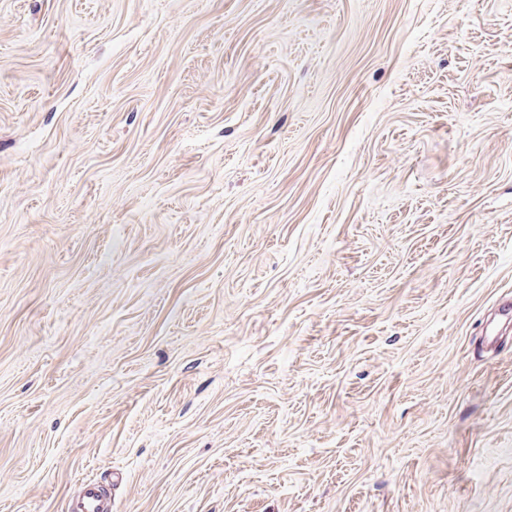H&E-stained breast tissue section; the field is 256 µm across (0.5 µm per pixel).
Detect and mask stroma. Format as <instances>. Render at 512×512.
<instances>
[{
    "instance_id": "35a3bbf8",
    "label": "stroma",
    "mask_w": 512,
    "mask_h": 512,
    "mask_svg": "<svg viewBox=\"0 0 512 512\" xmlns=\"http://www.w3.org/2000/svg\"><path fill=\"white\" fill-rule=\"evenodd\" d=\"M512 0H0V512H512ZM66 510L67 512H112V498L107 495L103 486L94 482H84L81 494L69 499Z\"/></svg>"
}]
</instances>
